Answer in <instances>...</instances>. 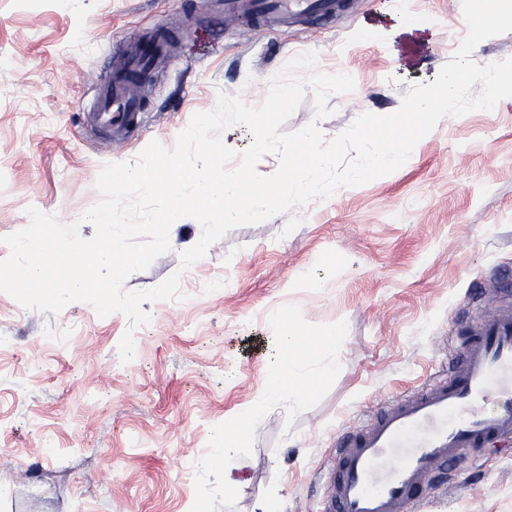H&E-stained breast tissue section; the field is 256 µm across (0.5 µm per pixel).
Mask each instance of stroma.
Returning <instances> with one entry per match:
<instances>
[{
	"label": "stroma",
	"mask_w": 512,
	"mask_h": 512,
	"mask_svg": "<svg viewBox=\"0 0 512 512\" xmlns=\"http://www.w3.org/2000/svg\"><path fill=\"white\" fill-rule=\"evenodd\" d=\"M173 30L180 48L147 85L142 125L102 144L84 124L98 89L145 32ZM467 32L461 0H348L326 21L260 26L228 17L224 0H0V237L27 207L94 228L103 164L135 161L151 142L174 148L218 93L261 104L271 77L313 51L316 72H347L352 93L328 99L325 137L363 113L387 115L415 83L434 81ZM399 220H392V213ZM287 218L237 227L191 275L182 253L201 234L172 225L170 249L126 290L172 275L181 288L216 274L219 292L143 303L149 324L99 317L74 302L50 313L0 293V512H190L195 460L213 426L258 401L273 334L268 316L294 304L313 324L346 321L341 371L316 407L256 429L234 472L239 497L219 512H324L336 439L414 392L461 348L481 317L512 310V98L442 119L398 170L348 187ZM73 327L63 346L51 330ZM132 332L136 355L122 362ZM412 512H512V441L448 467V483Z\"/></svg>",
	"instance_id": "35a3bbf8"
}]
</instances>
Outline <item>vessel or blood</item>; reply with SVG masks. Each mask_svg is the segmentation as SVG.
<instances>
[{
	"mask_svg": "<svg viewBox=\"0 0 512 512\" xmlns=\"http://www.w3.org/2000/svg\"><path fill=\"white\" fill-rule=\"evenodd\" d=\"M230 10L282 19L334 11V0H226ZM168 42L148 37L136 67L167 60ZM137 104L113 81L90 116L92 129L125 134ZM512 438V317L477 321L460 358L365 425L343 433L326 482V512H408L436 471L490 442Z\"/></svg>",
	"mask_w": 512,
	"mask_h": 512,
	"instance_id": "obj_1",
	"label": "vessel or blood"
}]
</instances>
